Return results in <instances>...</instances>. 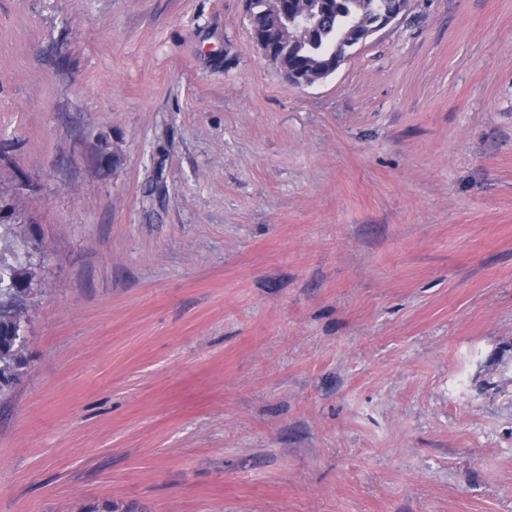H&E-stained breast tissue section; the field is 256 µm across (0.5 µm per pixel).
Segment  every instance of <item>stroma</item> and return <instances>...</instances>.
I'll return each instance as SVG.
<instances>
[{
	"label": "stroma",
	"instance_id": "35a3bbf8",
	"mask_svg": "<svg viewBox=\"0 0 512 512\" xmlns=\"http://www.w3.org/2000/svg\"><path fill=\"white\" fill-rule=\"evenodd\" d=\"M2 206L0 512H512V0L302 87L246 0H0ZM7 253L13 256L11 261ZM30 266L17 260L12 248H0V391L20 379L22 362L15 353L13 318L21 307L27 308L23 295L33 290Z\"/></svg>",
	"mask_w": 512,
	"mask_h": 512
}]
</instances>
